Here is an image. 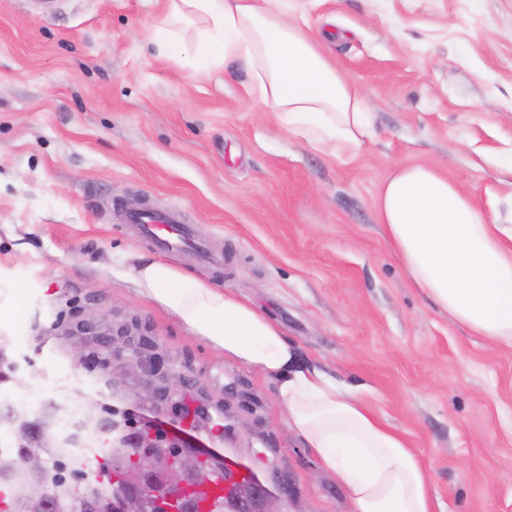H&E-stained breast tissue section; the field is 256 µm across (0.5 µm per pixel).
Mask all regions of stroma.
Masks as SVG:
<instances>
[{"label":"stroma","mask_w":512,"mask_h":512,"mask_svg":"<svg viewBox=\"0 0 512 512\" xmlns=\"http://www.w3.org/2000/svg\"><path fill=\"white\" fill-rule=\"evenodd\" d=\"M354 82L371 125L353 154L310 149L258 104L236 60L207 64L195 30L156 44L164 0H0V322L16 367L0 400L50 392L287 482L282 512H348L280 416L273 384L142 293L159 261L265 311L301 364L362 385L428 470L446 512H512V348L471 335L410 283L375 201L427 163L512 225V0H284ZM204 69L194 79L195 69ZM169 211L211 260L159 252L125 223ZM104 314L137 336L86 365L57 323ZM151 344L193 382L181 406L140 399V370L103 382L113 352Z\"/></svg>","instance_id":"1"}]
</instances>
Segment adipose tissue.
I'll return each instance as SVG.
<instances>
[{
  "mask_svg": "<svg viewBox=\"0 0 512 512\" xmlns=\"http://www.w3.org/2000/svg\"><path fill=\"white\" fill-rule=\"evenodd\" d=\"M279 0H167L159 46L170 53L181 25L202 21L198 44L216 63L241 60L257 102L313 149L356 152L369 118L357 87L319 43L289 21ZM385 237L411 283L473 335L512 348V230L487 223L473 198L436 168L393 172L377 199ZM136 280L225 359L273 382L291 433L343 490L350 512H436L427 469L384 425L361 387L297 366L291 345L264 312L229 290L161 262Z\"/></svg>",
  "mask_w": 512,
  "mask_h": 512,
  "instance_id": "adipose-tissue-1",
  "label": "adipose tissue"
}]
</instances>
